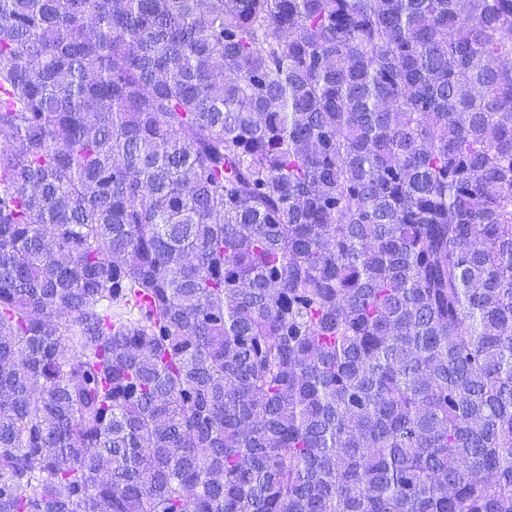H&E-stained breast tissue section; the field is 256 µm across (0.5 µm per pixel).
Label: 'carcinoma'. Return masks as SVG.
<instances>
[{
	"instance_id": "1",
	"label": "carcinoma",
	"mask_w": 512,
	"mask_h": 512,
	"mask_svg": "<svg viewBox=\"0 0 512 512\" xmlns=\"http://www.w3.org/2000/svg\"><path fill=\"white\" fill-rule=\"evenodd\" d=\"M512 0H0V512H512Z\"/></svg>"
}]
</instances>
